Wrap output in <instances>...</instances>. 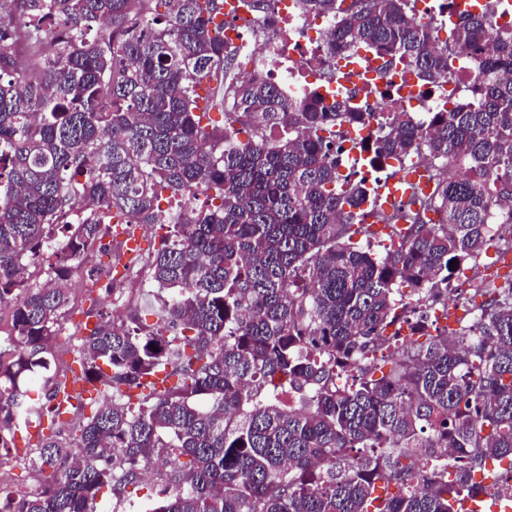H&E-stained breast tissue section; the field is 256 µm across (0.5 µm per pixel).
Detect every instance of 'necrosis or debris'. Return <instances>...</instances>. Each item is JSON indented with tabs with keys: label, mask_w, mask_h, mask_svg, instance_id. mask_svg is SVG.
<instances>
[{
	"label": "necrosis or debris",
	"mask_w": 512,
	"mask_h": 512,
	"mask_svg": "<svg viewBox=\"0 0 512 512\" xmlns=\"http://www.w3.org/2000/svg\"><path fill=\"white\" fill-rule=\"evenodd\" d=\"M224 17V38L238 56L247 59L252 77L276 80L285 74L283 94L302 97L320 80H328L336 98L347 99L357 112H438L459 98L462 86L456 77L424 84L420 77L391 62L378 50L353 48V70L334 65L327 46L335 20L326 15L299 11L296 0H276V16L256 15L249 0H235Z\"/></svg>",
	"instance_id": "1"
}]
</instances>
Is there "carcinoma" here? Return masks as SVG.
<instances>
[{"label": "carcinoma", "instance_id": "carcinoma-1", "mask_svg": "<svg viewBox=\"0 0 512 512\" xmlns=\"http://www.w3.org/2000/svg\"><path fill=\"white\" fill-rule=\"evenodd\" d=\"M299 2L337 20L333 49L376 48L426 83L456 72L461 43L484 47L474 76L504 74L423 120L377 123L372 161L416 157L435 183L417 208L363 223L366 179L340 173L334 127L376 114L238 79L224 0H0V303L13 327L0 448L46 417L29 464L50 471L0 496V512H97L103 487L120 503L165 459L152 512L512 505V282L481 291L478 309L451 287L512 200V33L485 8L443 39L412 0ZM145 14L154 25L140 29ZM21 39L36 65L13 54ZM162 189L207 205L164 212ZM114 215L175 234L135 262L148 285L134 314L69 337L96 396L65 435L60 384L33 399L26 382L60 336L66 262L87 260ZM450 294L468 317L438 326ZM284 383L300 408L279 398Z\"/></svg>", "mask_w": 512, "mask_h": 512}]
</instances>
